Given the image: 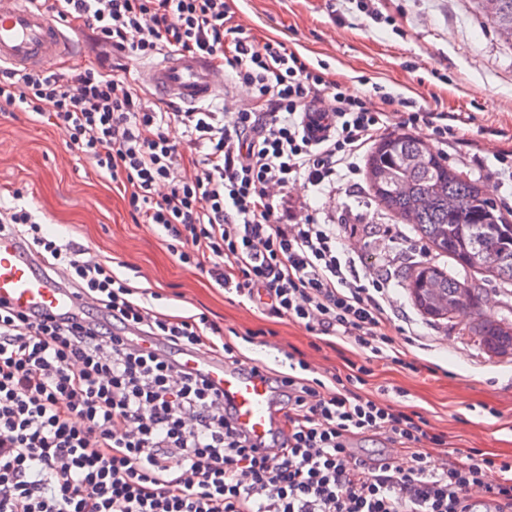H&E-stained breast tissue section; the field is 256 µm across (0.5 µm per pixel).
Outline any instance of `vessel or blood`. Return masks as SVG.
<instances>
[{"label": "vessel or blood", "instance_id": "obj_1", "mask_svg": "<svg viewBox=\"0 0 512 512\" xmlns=\"http://www.w3.org/2000/svg\"><path fill=\"white\" fill-rule=\"evenodd\" d=\"M78 50V40L63 23L32 8L29 0H0V65L48 68ZM144 77L152 90L179 108L195 107L224 91L223 73L198 55L165 54ZM0 300L40 318L77 319L90 307L75 297L61 275L44 269L32 247L7 232H0ZM178 360L183 370L201 375L223 396L237 429L261 454L278 451L280 395L267 373L252 374L193 351L179 354Z\"/></svg>", "mask_w": 512, "mask_h": 512}]
</instances>
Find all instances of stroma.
Instances as JSON below:
<instances>
[{
  "label": "stroma",
  "mask_w": 512,
  "mask_h": 512,
  "mask_svg": "<svg viewBox=\"0 0 512 512\" xmlns=\"http://www.w3.org/2000/svg\"><path fill=\"white\" fill-rule=\"evenodd\" d=\"M233 9L245 32L284 41L309 63L326 64L342 88H357L362 96L390 93L447 113L465 134L464 141L442 146L449 164L482 183L498 202L512 200V182L501 176L496 161L512 154V46L481 17L474 0H234ZM16 190L52 231L93 249L132 287L159 293L160 311L202 312L240 333L262 330L260 343L241 352L264 363L271 378L282 375L284 355L294 350L343 374L349 364L364 361L351 345L317 341L303 327L225 297L206 273L179 263L156 230L133 222L120 192L68 146L62 128L0 103V201L10 202ZM292 200L359 225L349 243L351 255L391 275L397 285L414 333L404 347L414 367L375 362L368 391L418 411L459 451L478 448L512 457V354L487 352L471 330L480 312L512 320V285L468 271V282L481 290L479 308L428 319L401 284L403 261L448 268L452 259L437 255L371 196L358 198L339 188L296 191ZM379 227L394 231L382 256L369 235Z\"/></svg>",
  "instance_id": "1"
}]
</instances>
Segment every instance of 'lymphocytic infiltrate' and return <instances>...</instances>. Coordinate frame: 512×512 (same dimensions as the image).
<instances>
[{"instance_id":"1","label":"lymphocytic infiltrate","mask_w":512,"mask_h":512,"mask_svg":"<svg viewBox=\"0 0 512 512\" xmlns=\"http://www.w3.org/2000/svg\"><path fill=\"white\" fill-rule=\"evenodd\" d=\"M88 28L95 66L71 76L0 69V103L56 121L68 146L122 189L135 223L164 233L172 255L225 293L352 343L365 356L320 378L305 356L280 380L282 453L258 454L206 379L175 359L126 345V329L176 349L243 355L205 314L175 317L137 296L106 261L48 235L21 192L0 209L79 295L81 320L35 319L0 303V512H512V459L468 449L440 469L447 433L360 393L377 361L408 367L389 280L346 253L343 225L288 209L291 185L333 191L391 121L458 135L448 115L391 95L354 97L278 40L232 23L230 0H32ZM200 55L231 73L222 111H181L122 75L127 57ZM179 125L183 141L167 130ZM385 445L356 456V438ZM411 466L401 471L393 456ZM500 473L486 480L488 470Z\"/></svg>"}]
</instances>
